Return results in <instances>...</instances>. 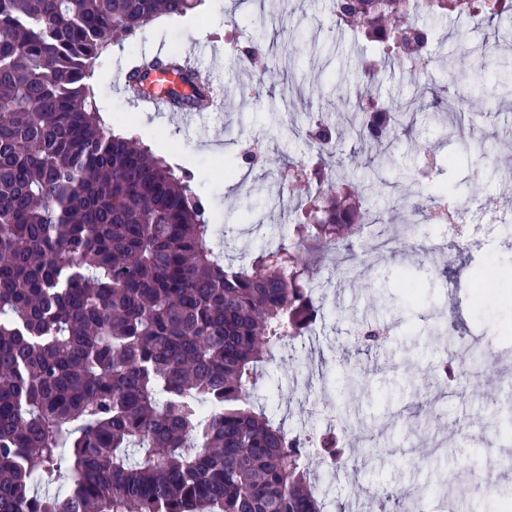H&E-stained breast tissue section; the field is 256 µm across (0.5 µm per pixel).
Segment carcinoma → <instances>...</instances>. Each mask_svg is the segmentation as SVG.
Returning a JSON list of instances; mask_svg holds the SVG:
<instances>
[{
	"instance_id": "carcinoma-1",
	"label": "carcinoma",
	"mask_w": 512,
	"mask_h": 512,
	"mask_svg": "<svg viewBox=\"0 0 512 512\" xmlns=\"http://www.w3.org/2000/svg\"><path fill=\"white\" fill-rule=\"evenodd\" d=\"M189 2L0 0V512H324L305 439L252 401L274 350L323 314L304 255L356 260L383 213L393 150L363 160L348 142H395L409 111L437 107L384 102L381 68L422 56L449 11L512 16V0H325L336 26L376 43L358 122L308 130L313 162L281 170L317 185L292 239L236 266L194 175L105 132L87 85L112 44ZM414 229L399 225L398 252ZM429 335L452 347L439 377L488 363L439 322Z\"/></svg>"
}]
</instances>
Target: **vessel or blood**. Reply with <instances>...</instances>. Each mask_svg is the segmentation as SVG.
<instances>
[{
    "mask_svg": "<svg viewBox=\"0 0 512 512\" xmlns=\"http://www.w3.org/2000/svg\"><path fill=\"white\" fill-rule=\"evenodd\" d=\"M195 50H187L185 61L175 67L157 69L145 66L139 71V84L143 91L142 101L164 117L184 118L191 115V99L199 74L192 64L196 58Z\"/></svg>",
    "mask_w": 512,
    "mask_h": 512,
    "instance_id": "b4317fda",
    "label": "vessel or blood"
}]
</instances>
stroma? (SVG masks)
<instances>
[{
	"instance_id": "stroma-1",
	"label": "stroma",
	"mask_w": 512,
	"mask_h": 512,
	"mask_svg": "<svg viewBox=\"0 0 512 512\" xmlns=\"http://www.w3.org/2000/svg\"><path fill=\"white\" fill-rule=\"evenodd\" d=\"M191 15V25H150L135 38L112 45L89 85L100 110L109 113L111 128L140 126L148 144L161 145L171 162L194 172L195 189L210 202L215 241L226 259L235 261L243 245L257 248L287 238L286 213L295 202L280 192L271 171L279 160L303 153L295 129L305 125L307 116L322 114L338 122L349 117L362 61L373 48L336 29L323 0H210L209 7H195ZM257 37L272 48L264 70L244 62ZM192 45L207 70L224 84L244 89L242 96L227 98L223 111L202 114L195 135L129 102L122 84L131 56L148 59ZM430 47L434 66L428 73L388 69L380 78L381 95L399 102L428 89L454 95L445 61L460 56L469 78L479 79L486 89L466 111V127L473 139L512 155V95L499 96L493 87L496 75L512 67V26L495 29L451 16L436 24ZM285 80L292 82L300 109L289 114V131L273 140L262 131ZM411 137L427 143L436 160L433 182L452 186L457 199L468 196L474 182H482L495 208L466 216L471 244L457 250L447 265L379 253L369 271L355 280L337 278L331 265L318 267L312 282L324 299V315L309 336L284 346L266 365L254 401L288 432L333 431L343 447L364 459L360 480L366 492L360 496L350 471L329 474L319 460H312V473L328 494L331 512H377L368 489H402L438 474L446 481L426 498V512H499L497 490L512 486V439L498 428L503 422L512 429V391L506 387L512 382V336L505 334L512 329V281L494 280L482 306L475 303L472 285L476 273L492 277L498 267L512 266V188L492 172L490 156L446 135L443 124L417 115ZM412 285L420 293L415 301L408 293ZM387 303L396 307L398 319L383 350L356 347L354 320L383 324ZM437 319L453 323L463 342L491 353L499 385L494 415H483L476 390L467 397L446 388L418 391L414 372L432 370L446 349L424 334ZM359 367L370 373L365 388L349 401L352 412L366 421L421 425L424 438L443 445L429 465H422L419 448L396 428L366 441L355 428L337 429L336 392ZM380 455L391 458V465L377 466ZM477 468L490 475L492 495L464 494V479Z\"/></svg>"
}]
</instances>
